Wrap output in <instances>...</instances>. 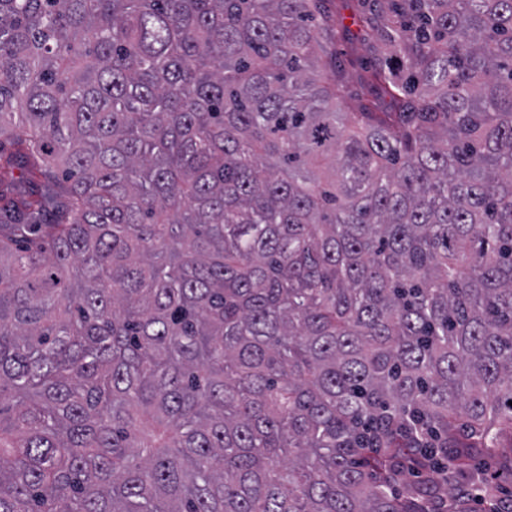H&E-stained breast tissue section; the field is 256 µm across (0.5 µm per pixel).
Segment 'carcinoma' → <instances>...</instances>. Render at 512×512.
Listing matches in <instances>:
<instances>
[{"mask_svg":"<svg viewBox=\"0 0 512 512\" xmlns=\"http://www.w3.org/2000/svg\"><path fill=\"white\" fill-rule=\"evenodd\" d=\"M357 23L366 103L328 0H0V512H471L512 464V0Z\"/></svg>","mask_w":512,"mask_h":512,"instance_id":"obj_1","label":"carcinoma"}]
</instances>
